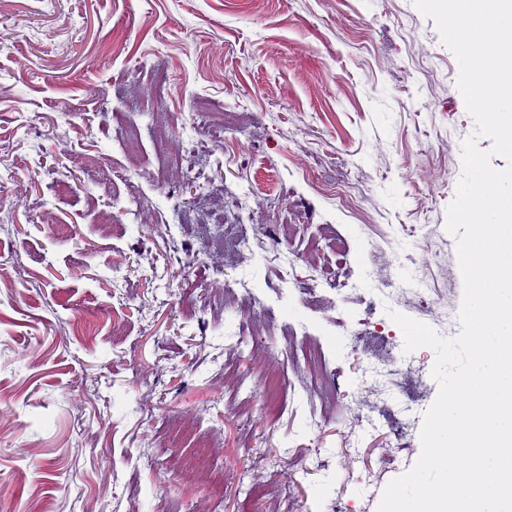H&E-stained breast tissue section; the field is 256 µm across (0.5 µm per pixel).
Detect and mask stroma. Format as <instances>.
I'll list each match as a JSON object with an SVG mask.
<instances>
[{
	"label": "stroma",
	"instance_id": "obj_1",
	"mask_svg": "<svg viewBox=\"0 0 512 512\" xmlns=\"http://www.w3.org/2000/svg\"><path fill=\"white\" fill-rule=\"evenodd\" d=\"M458 76L414 0H0V512H379L436 354L372 366L333 322L460 333ZM147 97L194 171L164 169ZM292 324L321 332L336 408L290 372L288 415L259 416L275 362L241 331Z\"/></svg>",
	"mask_w": 512,
	"mask_h": 512
}]
</instances>
